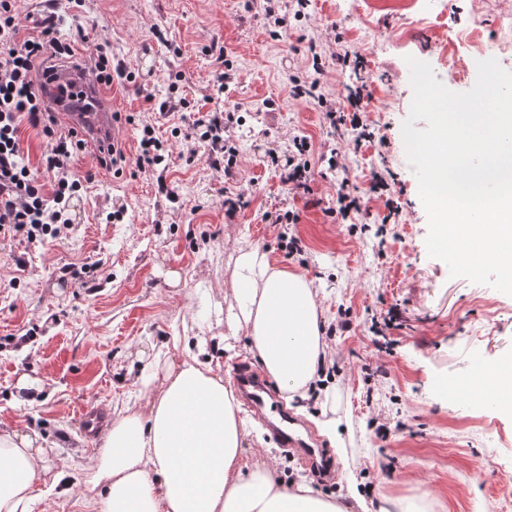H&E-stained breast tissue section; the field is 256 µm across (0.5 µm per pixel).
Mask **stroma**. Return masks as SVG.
Instances as JSON below:
<instances>
[{
	"label": "stroma",
	"mask_w": 512,
	"mask_h": 512,
	"mask_svg": "<svg viewBox=\"0 0 512 512\" xmlns=\"http://www.w3.org/2000/svg\"><path fill=\"white\" fill-rule=\"evenodd\" d=\"M266 0H60L59 35L77 27L106 42L130 79L112 98L119 122L118 170L103 169L93 148L71 166L82 187L73 195L70 225L59 238H0V427L38 435L51 471L28 512H84L92 492L85 467L101 438L83 436L78 415L90 404L107 410L148 393L138 376L144 352L157 347L183 360L185 338L203 321L206 353L219 375L246 361L257 365L246 329L231 331L228 303L241 246H259L271 261L303 272L322 299L332 361L325 405L298 413L336 461L334 482L311 476L280 450L266 429L247 418L243 463L267 464L283 481L307 477L312 488L337 494L347 476L371 512L384 499L421 501L427 512H512V414L492 401L446 387L472 378L479 365L512 358V296L451 277L429 256L428 217L408 163L401 126L413 100L407 57L428 63L449 90L473 88L478 62L496 59L512 72V0H310L302 18L275 27ZM320 64H313L309 44ZM360 53L372 93L368 122L384 145L346 147L341 161L359 194L373 174L394 180V215L369 200L359 223L328 216L336 175L320 157L335 141L312 104L289 95L292 80L320 79L322 93H343L338 45ZM226 50L237 78L218 91L216 50ZM184 108L160 114L165 100ZM238 106L230 134L239 150L233 179L206 163V145L192 122L198 114ZM172 143L167 169L136 164L144 126ZM312 144L315 181L304 195L283 184L266 153L287 154L293 137ZM168 192H161L160 183ZM247 204L224 217L226 195ZM299 212L297 224H269L265 213ZM299 236L303 255H288L282 235ZM24 266H16L15 258ZM65 266L78 279L60 280ZM177 273L170 284L168 273ZM96 280L87 290L85 280ZM398 308L387 347L376 344L371 320ZM42 389H21L22 377ZM339 419V439L322 434L321 408ZM391 426L388 439L378 425ZM68 471V487L53 471Z\"/></svg>",
	"instance_id": "obj_1"
}]
</instances>
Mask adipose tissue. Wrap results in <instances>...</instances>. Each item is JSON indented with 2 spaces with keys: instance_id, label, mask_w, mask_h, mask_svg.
Instances as JSON below:
<instances>
[{
  "instance_id": "1",
  "label": "adipose tissue",
  "mask_w": 512,
  "mask_h": 512,
  "mask_svg": "<svg viewBox=\"0 0 512 512\" xmlns=\"http://www.w3.org/2000/svg\"><path fill=\"white\" fill-rule=\"evenodd\" d=\"M322 300L298 271L274 266L257 247L236 258L228 307L231 328L245 327L250 350L287 398L304 395L327 355ZM164 387L149 410L125 404L86 468L97 495L88 512H348L305 481L283 485L269 466L243 471L248 431L233 392L212 369L165 360L144 369L143 389ZM472 387L512 413V360L478 369ZM37 436L0 428V512H26L46 472Z\"/></svg>"
}]
</instances>
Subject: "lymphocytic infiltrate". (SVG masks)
<instances>
[{
    "mask_svg": "<svg viewBox=\"0 0 512 512\" xmlns=\"http://www.w3.org/2000/svg\"><path fill=\"white\" fill-rule=\"evenodd\" d=\"M50 9L41 22L39 34L23 36V20L15 11L14 0H0V234L35 240L40 236L58 237L68 227L66 211L80 186L70 175L72 161L84 144L74 133L59 134L57 118L50 103L37 87L39 66L57 58L72 56L71 41L57 35L56 0H46ZM290 95L314 104L323 115L337 142H374L366 119L372 96L366 86L347 88L344 95L328 99L318 83L293 82ZM236 121L234 111L208 112L198 117L196 126L207 129L208 161L213 169L233 177L239 151L227 133ZM49 138L51 146L42 155L39 167H32L21 142V127ZM294 149L287 158L269 150L272 166L291 189L311 193V143L294 137ZM48 182H41L40 173Z\"/></svg>",
    "mask_w": 512,
    "mask_h": 512,
    "instance_id": "lymphocytic-infiltrate-1",
    "label": "lymphocytic infiltrate"
}]
</instances>
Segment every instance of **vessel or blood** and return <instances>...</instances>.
Here are the masks:
<instances>
[{
    "label": "vessel or blood",
    "mask_w": 512,
    "mask_h": 512,
    "mask_svg": "<svg viewBox=\"0 0 512 512\" xmlns=\"http://www.w3.org/2000/svg\"><path fill=\"white\" fill-rule=\"evenodd\" d=\"M43 91L52 106L62 112L67 125L78 138L102 150L118 136L111 105L101 85L87 78L79 69H55L46 80ZM231 379L239 389L246 408L265 422L279 447L296 453L309 467L327 461L321 443L313 437L302 438L295 432L297 420L280 406L274 387L257 370L239 363L231 371Z\"/></svg>",
    "instance_id": "b4317fda"
}]
</instances>
